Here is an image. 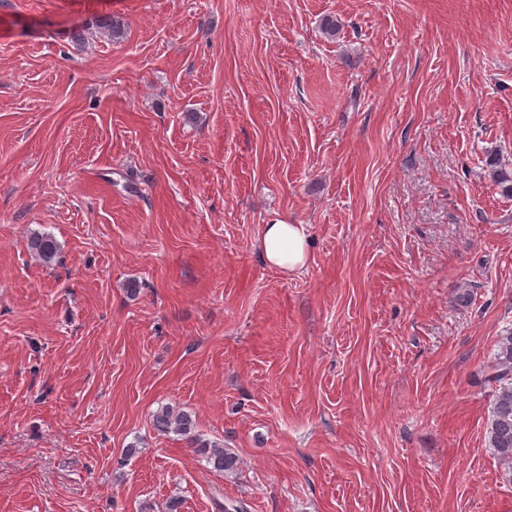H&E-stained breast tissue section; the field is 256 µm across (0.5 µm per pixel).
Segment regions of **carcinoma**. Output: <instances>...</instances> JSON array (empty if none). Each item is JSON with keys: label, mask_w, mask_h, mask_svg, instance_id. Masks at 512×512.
<instances>
[{"label": "carcinoma", "mask_w": 512, "mask_h": 512, "mask_svg": "<svg viewBox=\"0 0 512 512\" xmlns=\"http://www.w3.org/2000/svg\"><path fill=\"white\" fill-rule=\"evenodd\" d=\"M491 167L494 184L502 192L512 195V169L487 162ZM28 249L44 264H50L57 256L60 245L47 233H35L28 241ZM485 381L494 386L493 402L487 424L488 448L499 463L512 475V328L499 337L496 353L488 365ZM154 429L161 434L174 433L201 448L208 465L219 472L234 473L239 468L237 455L228 448L209 445L195 433L191 415L162 407L153 414Z\"/></svg>", "instance_id": "carcinoma-1"}]
</instances>
